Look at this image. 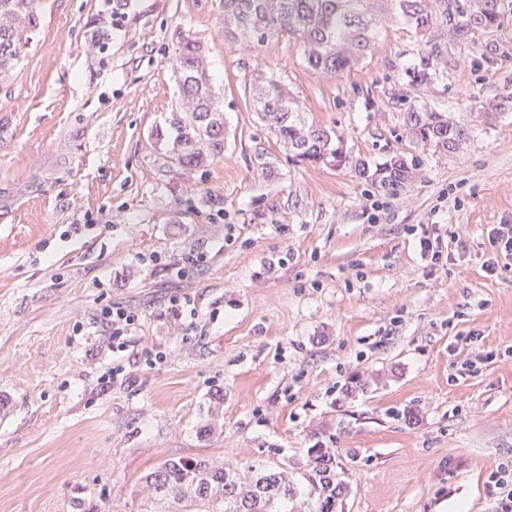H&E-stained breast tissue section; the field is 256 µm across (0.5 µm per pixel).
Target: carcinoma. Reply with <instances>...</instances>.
<instances>
[{"instance_id": "1", "label": "carcinoma", "mask_w": 512, "mask_h": 512, "mask_svg": "<svg viewBox=\"0 0 512 512\" xmlns=\"http://www.w3.org/2000/svg\"><path fill=\"white\" fill-rule=\"evenodd\" d=\"M224 40L253 54L271 39L294 40L307 66L341 76L372 50L386 19L399 17L425 38L420 67L407 72L410 82H430L445 61L447 44H463L471 33L499 23L500 0H222ZM37 0H0V77L21 60L28 33L38 22ZM180 103L170 125L176 135L169 158L189 174L224 156V109L213 91L201 43L188 34L178 38L173 54ZM250 100L260 122L271 130L296 163L349 168L381 185L399 186L412 179L417 164L401 155L382 162L354 156L332 126L308 121L299 101L277 76L257 71ZM405 127L423 143L454 153L471 136V125L422 103L403 116ZM306 480L317 495L315 512H337L347 484L336 473L327 448L311 449ZM151 490L142 512L161 505L177 512H292L297 491L283 473L257 465L240 475L207 459L166 460L144 476Z\"/></svg>"}]
</instances>
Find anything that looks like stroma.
I'll return each instance as SVG.
<instances>
[{
	"label": "stroma",
	"instance_id": "stroma-1",
	"mask_svg": "<svg viewBox=\"0 0 512 512\" xmlns=\"http://www.w3.org/2000/svg\"><path fill=\"white\" fill-rule=\"evenodd\" d=\"M222 12L39 0L0 80V512H141L167 459L262 463L303 489L318 444L344 512H499L512 256L488 232L512 225V0L420 88L403 23L330 78L283 39L243 59ZM182 32L206 49L227 130L223 158L189 177L168 157ZM255 69L354 155L416 158V178L293 162L250 110ZM422 102L499 115L451 154L405 129ZM115 304L135 317L121 351L102 317Z\"/></svg>",
	"mask_w": 512,
	"mask_h": 512
}]
</instances>
